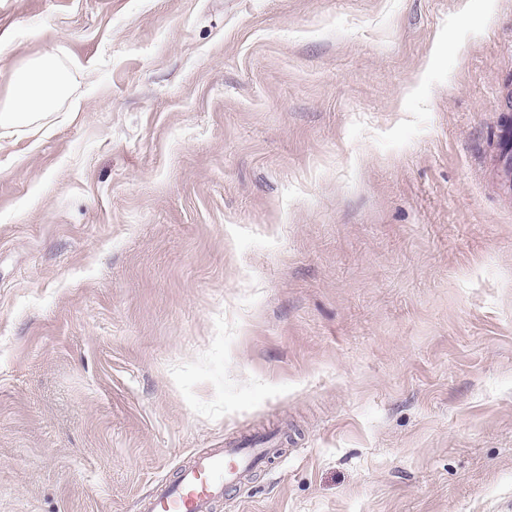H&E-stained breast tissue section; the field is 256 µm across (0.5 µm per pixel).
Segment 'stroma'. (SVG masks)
I'll return each mask as SVG.
<instances>
[{
	"mask_svg": "<svg viewBox=\"0 0 512 512\" xmlns=\"http://www.w3.org/2000/svg\"><path fill=\"white\" fill-rule=\"evenodd\" d=\"M0 512H512V0H0ZM74 75L60 57L47 51L13 74L6 103L0 106V131L35 125L72 93ZM276 448H220L200 456L173 479L164 478L147 503L148 512H211L224 488Z\"/></svg>",
	"mask_w": 512,
	"mask_h": 512,
	"instance_id": "stroma-1",
	"label": "stroma"
}]
</instances>
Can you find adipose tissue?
Listing matches in <instances>:
<instances>
[{
    "instance_id": "1",
    "label": "adipose tissue",
    "mask_w": 512,
    "mask_h": 512,
    "mask_svg": "<svg viewBox=\"0 0 512 512\" xmlns=\"http://www.w3.org/2000/svg\"><path fill=\"white\" fill-rule=\"evenodd\" d=\"M74 75L60 57L48 51L13 74L9 97L0 106V131L31 126L51 112L72 93Z\"/></svg>"
}]
</instances>
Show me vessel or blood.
I'll return each instance as SVG.
<instances>
[{
    "label": "vessel or blood",
    "mask_w": 512,
    "mask_h": 512,
    "mask_svg": "<svg viewBox=\"0 0 512 512\" xmlns=\"http://www.w3.org/2000/svg\"><path fill=\"white\" fill-rule=\"evenodd\" d=\"M266 448H222L200 456L174 479H162L147 512H212L226 486L269 456Z\"/></svg>",
    "instance_id": "obj_1"
}]
</instances>
